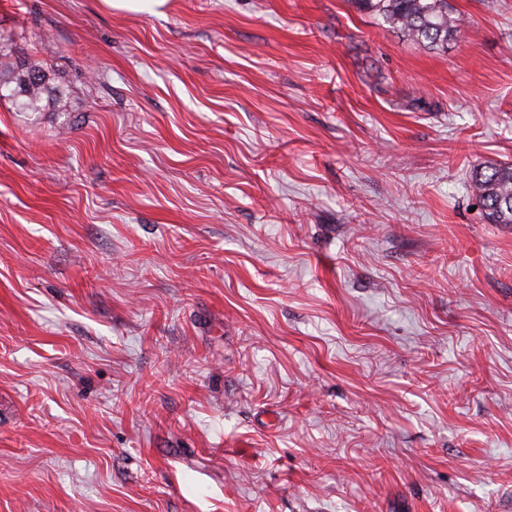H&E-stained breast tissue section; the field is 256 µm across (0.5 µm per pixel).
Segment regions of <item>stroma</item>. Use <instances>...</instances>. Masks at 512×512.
I'll list each match as a JSON object with an SVG mask.
<instances>
[{
  "label": "stroma",
  "mask_w": 512,
  "mask_h": 512,
  "mask_svg": "<svg viewBox=\"0 0 512 512\" xmlns=\"http://www.w3.org/2000/svg\"><path fill=\"white\" fill-rule=\"evenodd\" d=\"M0 0V512H512V0ZM110 10L157 14L167 0H100ZM358 8L378 16L429 50L447 49L457 32L447 0H354ZM5 92V94H4ZM12 97L25 112L67 111V100L52 86L51 73L37 55L16 58L0 43V98ZM471 187L482 202L491 224H512V164H492L478 168Z\"/></svg>",
  "instance_id": "1"
}]
</instances>
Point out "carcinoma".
<instances>
[{
    "instance_id": "cac0c4a2",
    "label": "carcinoma",
    "mask_w": 512,
    "mask_h": 512,
    "mask_svg": "<svg viewBox=\"0 0 512 512\" xmlns=\"http://www.w3.org/2000/svg\"><path fill=\"white\" fill-rule=\"evenodd\" d=\"M429 50L446 49L457 32L448 0H354ZM13 98L25 112L67 111V100L52 86L51 73L37 55L17 58L0 43V98ZM471 187L491 224H512V164H492L473 172Z\"/></svg>"
}]
</instances>
